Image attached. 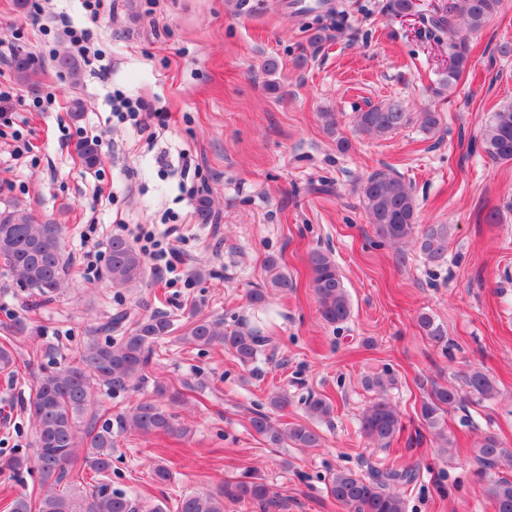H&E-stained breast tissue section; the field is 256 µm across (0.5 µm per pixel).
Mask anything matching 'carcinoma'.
<instances>
[{"label": "carcinoma", "instance_id": "carcinoma-1", "mask_svg": "<svg viewBox=\"0 0 512 512\" xmlns=\"http://www.w3.org/2000/svg\"><path fill=\"white\" fill-rule=\"evenodd\" d=\"M501 4L502 0H451L448 5L437 6L430 15H418L420 31L426 38L439 43L448 37V69L442 73V87L453 88L470 67V48L462 30H481ZM11 66L21 82L37 84L39 71L33 56L17 54ZM55 67L60 75L74 83L79 81L82 69L74 56L56 55ZM417 121L431 133L439 128L441 116L428 109L419 113ZM410 122V113L399 100L371 106L356 117L361 131L377 136L395 132ZM480 146L491 161L512 162V102L500 105L492 113ZM75 152L89 169L100 163L99 146L93 141H78ZM361 198L379 237L395 244L413 238L427 260H443L448 247V225L428 224L419 228L415 197L400 176L389 169L373 172L362 184ZM64 235L65 225L41 222L18 204L0 210V262L13 274L16 287L30 290L44 301L56 299L68 265ZM308 264L321 318L330 325L345 323L351 305L335 261L329 253L314 250L308 255ZM265 269L267 287L283 294L295 287L277 257L268 256ZM145 271L144 254L125 237H113L106 263V276L112 284L134 286L143 280ZM188 319L186 341L197 347H222L243 365L253 363L269 341L258 320L229 331L223 321L202 315L196 307L189 311ZM126 320L127 314L123 313L97 324L72 361L40 370L31 411L36 429L34 462L41 476V489L35 494L15 496L10 512H137L134 497L112 489L108 478L114 450L112 429L131 428L145 435L163 434L174 439L190 435V428L158 399L138 400L115 418L92 410L96 388L113 394L137 390L148 378L151 345L173 332V323L164 314L142 315L128 329L124 328ZM417 326L431 342L448 343L444 329L429 314L421 313ZM466 384L474 395L487 396L494 391L488 378L479 372L466 377ZM461 401L457 388L436 383L421 400L420 421L443 440L446 449L452 447V442L444 435L445 414ZM307 408L310 416L319 419L333 413L332 404L322 398L310 399ZM82 423L86 439L83 448L78 441ZM400 425L395 408L381 398L364 412L361 432L368 440L387 446ZM250 426L274 447L289 444L300 449L316 448L321 443L319 433L311 425L295 422L278 428L265 412L255 413ZM511 455L493 434L484 436L475 450V458L484 471ZM420 476L417 463L366 474L340 470L331 477L328 493L346 512H406L405 492ZM485 491L494 512H512V480H491ZM226 499L255 503L263 512L278 507L264 479L256 471L248 470L216 492L183 497L177 512H224Z\"/></svg>", "mask_w": 512, "mask_h": 512}]
</instances>
